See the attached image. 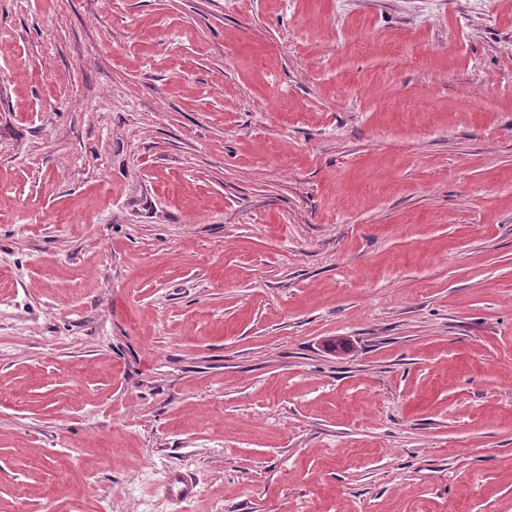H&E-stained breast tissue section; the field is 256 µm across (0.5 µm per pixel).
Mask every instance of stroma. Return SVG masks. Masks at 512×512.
<instances>
[{
  "mask_svg": "<svg viewBox=\"0 0 512 512\" xmlns=\"http://www.w3.org/2000/svg\"><path fill=\"white\" fill-rule=\"evenodd\" d=\"M0 512H512V0H0Z\"/></svg>",
  "mask_w": 512,
  "mask_h": 512,
  "instance_id": "obj_1",
  "label": "stroma"
}]
</instances>
